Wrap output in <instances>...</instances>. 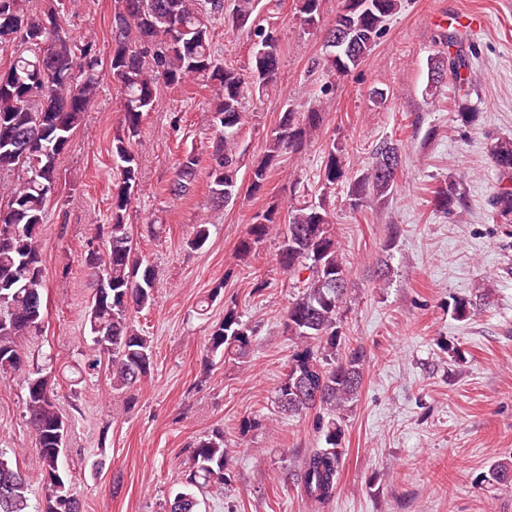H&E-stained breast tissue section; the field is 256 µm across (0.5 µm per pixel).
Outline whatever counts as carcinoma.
Listing matches in <instances>:
<instances>
[{
	"instance_id": "1",
	"label": "carcinoma",
	"mask_w": 512,
	"mask_h": 512,
	"mask_svg": "<svg viewBox=\"0 0 512 512\" xmlns=\"http://www.w3.org/2000/svg\"><path fill=\"white\" fill-rule=\"evenodd\" d=\"M323 0H293L295 15L306 29L322 28V57L312 61L326 81L328 94L336 80L357 70L385 31L386 22L401 11L404 0H341L333 22L324 19ZM280 0H114L112 44L108 73L101 69L97 40L77 39L66 32L61 19L62 0H44L32 10L23 0H0V52L9 67L0 69V174L14 182L0 193V376L17 377L25 391L26 422L47 479L44 500L31 507L26 476L9 452L0 448V488L10 493L12 508L0 512H65L71 501L70 471L63 458L70 426L57 407V383L42 368H26L21 341L42 332L44 270L40 233L57 181V164L68 147L70 134L91 111L100 83L109 76L119 94L122 132L112 140V213L106 224L95 225L94 239L105 247L98 264H87L94 293L85 312V327L94 350L108 359L112 391L128 394L152 374L154 350L149 337L135 328L133 315L154 301L156 270L138 255L126 214L139 183V151L135 148L144 114L155 111L160 91L194 83L212 89L208 100L216 136L207 167L213 204L225 207L240 191L239 133L246 121V100L261 97L277 84L281 34L273 24H261L264 6ZM222 20L250 38L248 67L226 63L212 42V25ZM445 47L455 46L430 65L427 91L452 76L464 91L462 72L469 69L464 33L456 28L439 37ZM323 124L322 109L313 102L300 111L289 104L280 113L266 151L251 167L247 192L264 191L272 172L286 158L302 154ZM345 148L334 143L324 152L319 169L322 192L313 196L298 190L287 211L272 202L248 226L240 240V258L249 257L258 244L279 226L288 225L276 261L288 275L299 278L300 291L284 316V328L294 343L276 400L284 413L312 410L334 412L360 389L363 354L353 349L336 356L341 344V310L348 289V274L333 230L327 193L343 183L349 205L357 209L369 196L383 198L396 177L387 161L398 157V144L383 141L375 162L364 173L346 180ZM502 176H512V139H499L491 147ZM200 158L183 155L168 186L175 198L187 195L199 173ZM433 210L444 214L464 210L455 185L433 191ZM494 212L512 215V192L498 189L491 200ZM211 225L193 226L187 245L204 247ZM487 296L454 301L453 315L466 320ZM255 329L241 320L233 307L211 326L208 348L223 359H239L251 346ZM326 447L314 448L302 462L301 481L311 500L324 503L336 488L342 460L336 423L323 431ZM224 433L203 435L193 444L184 487L167 512H201L207 495L224 489L226 482Z\"/></svg>"
}]
</instances>
